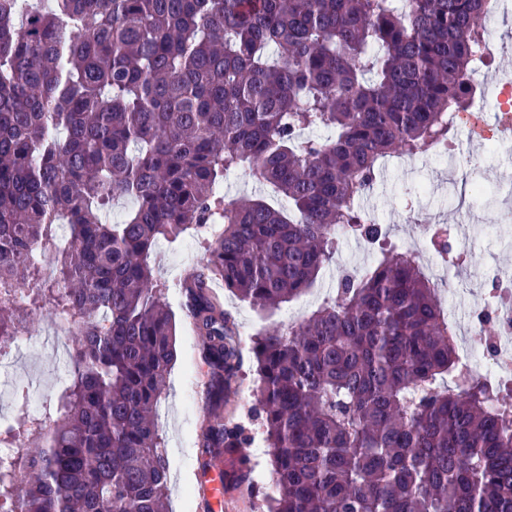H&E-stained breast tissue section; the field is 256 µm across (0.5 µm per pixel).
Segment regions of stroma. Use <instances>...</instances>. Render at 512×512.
Segmentation results:
<instances>
[{
	"mask_svg": "<svg viewBox=\"0 0 512 512\" xmlns=\"http://www.w3.org/2000/svg\"><path fill=\"white\" fill-rule=\"evenodd\" d=\"M456 154L453 161L438 156L412 159L392 157L383 164L368 195L365 209L382 226L386 239L398 250L415 251L421 265L439 267L442 281L453 288L456 311L448 323L455 336L468 333V322L474 319L484 302L493 293V283L485 275L488 267L512 273V223L491 232L498 217L506 212L505 202L512 197V187L499 183V169L512 165V159L489 153L487 145L471 146L464 125L454 130ZM485 184L481 196L470 192L473 179ZM415 216L424 225L453 226L467 220L469 245L462 248L456 237H449L450 252H441L438 244H420L416 225L407 224V216ZM226 309L232 312L237 326L251 325L254 335L272 333L287 326L286 311L306 317L318 306L311 296L288 303L286 310L269 317L261 316L236 296L220 291ZM168 304L176 322V360L172 366L168 388L160 407L159 426L165 441L170 472L190 494L189 512H205L198 497L195 473L201 465L198 434L203 419L201 397L204 372L200 364L199 338L186 316L184 296L178 286H170ZM59 335L64 344L73 338L67 327L59 324L51 310H41L22 346L7 344V351L16 352V373L23 375L22 387L30 399L41 406L53 404L62 386L58 376L68 374L69 365L54 352L47 334ZM255 375L251 361H244L241 382L224 408V419L246 428L251 436L247 456H254L257 445L263 444L262 429L252 417L255 403Z\"/></svg>",
	"mask_w": 512,
	"mask_h": 512,
	"instance_id": "35a3bbf8",
	"label": "stroma"
}]
</instances>
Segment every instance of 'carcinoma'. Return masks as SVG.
Wrapping results in <instances>:
<instances>
[{"label": "carcinoma", "mask_w": 512, "mask_h": 512, "mask_svg": "<svg viewBox=\"0 0 512 512\" xmlns=\"http://www.w3.org/2000/svg\"><path fill=\"white\" fill-rule=\"evenodd\" d=\"M488 0H0V339L51 305L75 330L49 421L0 446V512H167L157 407L176 356L155 243L207 224L179 284L206 367L208 468L250 435L224 424L242 369L211 289L260 313L300 298L337 230L380 229L360 200L383 161L427 156L465 112ZM332 137L303 139L307 128ZM242 173L262 198L218 192ZM135 206L123 222L115 199ZM68 225L69 242L55 228ZM254 413L278 491L268 512H512V406L458 371L437 285L381 249L301 321L256 338ZM249 468L223 472L240 490Z\"/></svg>", "instance_id": "cac0c4a2"}]
</instances>
